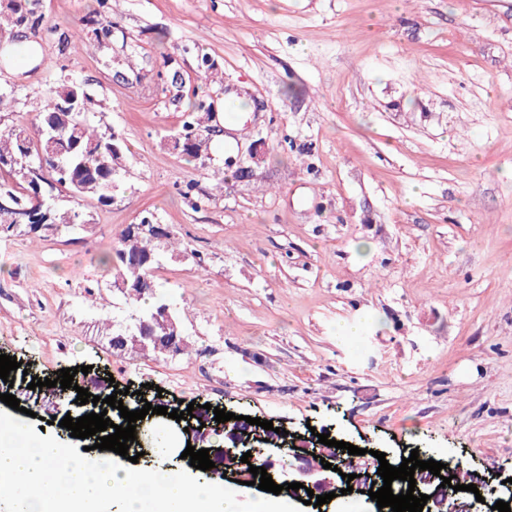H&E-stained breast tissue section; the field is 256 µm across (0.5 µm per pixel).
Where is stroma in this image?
Here are the masks:
<instances>
[{
    "label": "stroma",
    "mask_w": 512,
    "mask_h": 512,
    "mask_svg": "<svg viewBox=\"0 0 512 512\" xmlns=\"http://www.w3.org/2000/svg\"><path fill=\"white\" fill-rule=\"evenodd\" d=\"M93 6L37 0L41 28L0 60V123L29 120L63 73L127 145L88 231L0 240V355L24 368L0 395L19 421L35 409L58 436L80 407L28 385L89 365L174 407L332 426L368 466L419 449L511 478L512 0H112L103 42ZM176 71L215 107L248 102L203 161L170 144ZM146 215L174 241L153 280L187 347L165 360L106 339L130 308L105 259Z\"/></svg>",
    "instance_id": "obj_1"
}]
</instances>
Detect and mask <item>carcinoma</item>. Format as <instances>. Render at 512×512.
<instances>
[{"label": "carcinoma", "mask_w": 512, "mask_h": 512, "mask_svg": "<svg viewBox=\"0 0 512 512\" xmlns=\"http://www.w3.org/2000/svg\"><path fill=\"white\" fill-rule=\"evenodd\" d=\"M90 24L101 23L94 35H112V0H96ZM33 25L41 23L34 0H7L0 4V36L19 28L23 20ZM67 100L80 103L83 111H61ZM93 99L84 85L61 80L49 88L44 105L34 114L30 125L19 124L0 128V195L22 200L23 205L33 209L25 232L11 231V225L0 219V239L11 237L46 238L64 230H86L91 222L83 210V202L94 201L99 206H110L120 188L121 160L112 153V133L99 132L87 123L85 115ZM212 118L209 105L192 91L188 102L186 122L182 124L183 144L180 153L189 160H201L210 150V125ZM27 157L36 166L43 168V176L33 181L23 179L17 173L16 160ZM68 191L72 206L62 205L60 192ZM169 234L157 236L152 233H130L123 230L119 245L107 263L113 266V283L140 278H152L164 258L161 248ZM131 311L124 321L126 326H135L140 320L149 321L150 333L159 340L174 334V325L180 317L172 296L160 287L145 295L141 291L125 296ZM169 310L172 319L163 316L151 318L160 309Z\"/></svg>", "instance_id": "obj_1"}]
</instances>
